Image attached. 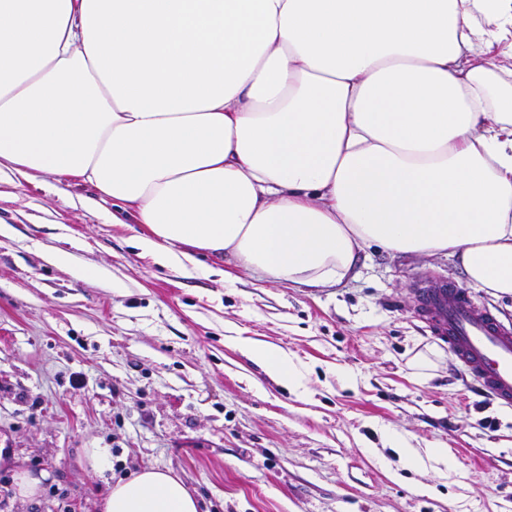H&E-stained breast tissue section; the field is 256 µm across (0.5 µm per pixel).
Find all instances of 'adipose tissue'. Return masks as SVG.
I'll use <instances>...</instances> for the list:
<instances>
[{
	"label": "adipose tissue",
	"mask_w": 512,
	"mask_h": 512,
	"mask_svg": "<svg viewBox=\"0 0 512 512\" xmlns=\"http://www.w3.org/2000/svg\"><path fill=\"white\" fill-rule=\"evenodd\" d=\"M512 0H0V166L97 188L182 276L311 288L360 253L512 297ZM237 350L293 393L306 369ZM99 512H199L172 470Z\"/></svg>",
	"instance_id": "ef3b65f1"
}]
</instances>
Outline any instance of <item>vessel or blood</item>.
<instances>
[{
  "label": "vessel or blood",
  "instance_id": "obj_1",
  "mask_svg": "<svg viewBox=\"0 0 512 512\" xmlns=\"http://www.w3.org/2000/svg\"><path fill=\"white\" fill-rule=\"evenodd\" d=\"M421 310L484 396L512 408V326L499 321L466 289L443 280L423 287Z\"/></svg>",
  "mask_w": 512,
  "mask_h": 512
}]
</instances>
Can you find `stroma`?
<instances>
[{
	"instance_id": "obj_1",
	"label": "stroma",
	"mask_w": 512,
	"mask_h": 512,
	"mask_svg": "<svg viewBox=\"0 0 512 512\" xmlns=\"http://www.w3.org/2000/svg\"><path fill=\"white\" fill-rule=\"evenodd\" d=\"M55 182L0 175V512H96L108 486L89 448L118 477L171 469L200 512H512V409L481 402L419 311L425 281L465 285L454 258L370 247L322 288L228 262L185 278L139 256L130 215L113 224L94 187ZM235 336L291 352L308 394ZM389 430L451 467H411ZM13 458L48 472L37 501L13 499Z\"/></svg>"
}]
</instances>
